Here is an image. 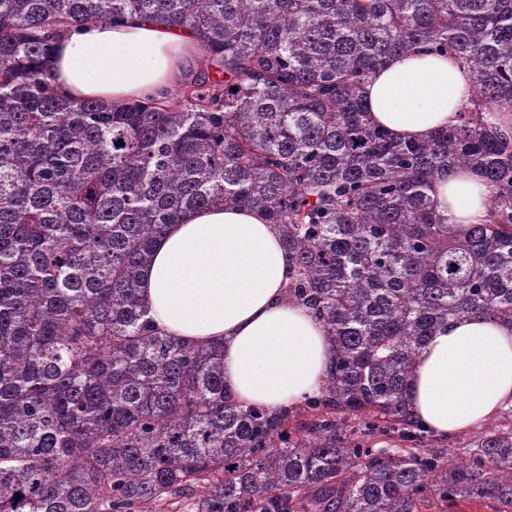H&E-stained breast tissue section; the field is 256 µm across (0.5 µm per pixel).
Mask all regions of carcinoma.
<instances>
[{"label": "carcinoma", "instance_id": "obj_1", "mask_svg": "<svg viewBox=\"0 0 512 512\" xmlns=\"http://www.w3.org/2000/svg\"><path fill=\"white\" fill-rule=\"evenodd\" d=\"M128 14L203 46L180 104L60 95L59 32ZM423 43L473 95L456 126L398 140L362 89ZM504 107L512 0H0V512H512V428L457 462L407 396L448 321L512 327V137L484 119ZM462 168L494 193L459 228L430 191ZM217 205L280 227L288 299L332 340L325 388L278 413L239 404L224 351L139 299L154 241Z\"/></svg>", "mask_w": 512, "mask_h": 512}]
</instances>
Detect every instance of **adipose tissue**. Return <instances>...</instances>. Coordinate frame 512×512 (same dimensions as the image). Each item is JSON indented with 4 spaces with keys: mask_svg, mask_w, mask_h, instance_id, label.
<instances>
[{
    "mask_svg": "<svg viewBox=\"0 0 512 512\" xmlns=\"http://www.w3.org/2000/svg\"><path fill=\"white\" fill-rule=\"evenodd\" d=\"M203 55L191 32L132 16L61 32L51 78L75 100L164 98ZM472 94L471 72L424 44L392 57L364 88L373 123L404 140L457 125ZM432 191L452 224L480 223L491 195L475 169L436 180ZM289 272L280 231L263 211L207 207L155 241L139 296L163 331L223 347L224 385L241 405L276 412L322 391L332 352L323 323L289 301ZM408 398L439 438L487 423L512 404V328L481 317L450 322L419 348Z\"/></svg>",
    "mask_w": 512,
    "mask_h": 512,
    "instance_id": "1",
    "label": "adipose tissue"
}]
</instances>
